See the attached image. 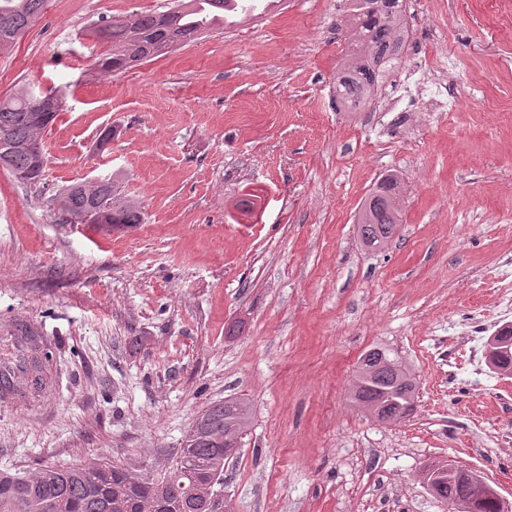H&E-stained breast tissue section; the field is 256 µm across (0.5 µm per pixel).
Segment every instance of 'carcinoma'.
<instances>
[{
	"instance_id": "obj_1",
	"label": "carcinoma",
	"mask_w": 512,
	"mask_h": 512,
	"mask_svg": "<svg viewBox=\"0 0 512 512\" xmlns=\"http://www.w3.org/2000/svg\"><path fill=\"white\" fill-rule=\"evenodd\" d=\"M46 0H0V52L13 48L42 17ZM248 0H173L163 12L135 14L114 19L93 30L108 44V51L94 65L100 73L122 72L198 42L209 34L254 17ZM347 33L348 50L336 71V103L347 111L367 107L381 78L401 59L406 40L400 0H353ZM65 99L61 89L43 90L34 85L0 98V138L8 169L26 171L34 166L35 143L56 120L53 112L42 124L34 122L31 104L36 100ZM399 180L382 178L361 205L358 233L368 247L380 248L402 223ZM59 210L69 224L86 223L92 209H109L112 224L144 221L138 202L120 196L117 179H98L93 192L74 183L56 195ZM27 357L19 375L44 365L36 336H25ZM350 398L362 411L380 422L411 415L416 403V378L390 350L374 347L361 357ZM252 421L244 399H229L208 406L183 436L175 467L155 478L127 465L83 461L71 466H45L34 472L0 471V512H216L224 500V439L243 437ZM466 486L448 473L437 474L431 493L452 502Z\"/></svg>"
}]
</instances>
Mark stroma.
I'll return each mask as SVG.
<instances>
[{"label": "stroma", "instance_id": "1", "mask_svg": "<svg viewBox=\"0 0 512 512\" xmlns=\"http://www.w3.org/2000/svg\"><path fill=\"white\" fill-rule=\"evenodd\" d=\"M170 0H47L0 53V94L66 92L43 135L42 184L0 167V365L45 340L52 381L0 402V470L104 459L163 475L210 403L249 401L224 465L237 512H448L423 480L450 460L512 501V376L462 325L512 284V0H420L379 97L419 112L336 108L344 0H279L124 73L86 76L91 24ZM111 128L112 141L99 134ZM402 224L384 249L357 213L385 175ZM116 176L143 223L67 224L52 197ZM382 346L414 372L397 422L349 398Z\"/></svg>", "mask_w": 512, "mask_h": 512}]
</instances>
